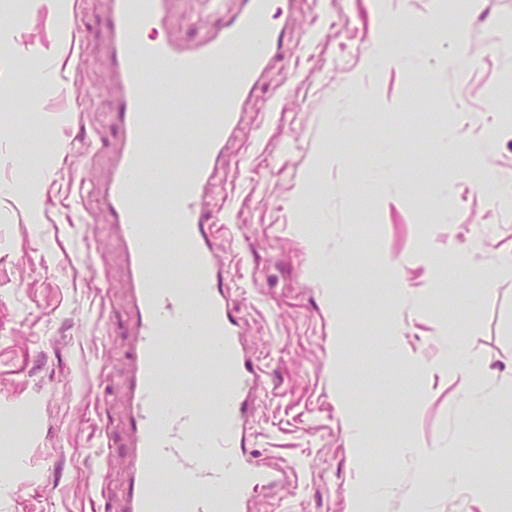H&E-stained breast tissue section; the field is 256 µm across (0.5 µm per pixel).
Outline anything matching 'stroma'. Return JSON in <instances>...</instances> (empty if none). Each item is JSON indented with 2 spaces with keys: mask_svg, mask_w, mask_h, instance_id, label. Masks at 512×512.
I'll use <instances>...</instances> for the list:
<instances>
[{
  "mask_svg": "<svg viewBox=\"0 0 512 512\" xmlns=\"http://www.w3.org/2000/svg\"><path fill=\"white\" fill-rule=\"evenodd\" d=\"M110 0H74L73 38L28 0L16 20L0 0V512H121L117 451H98L88 400L122 416L126 364L122 247L109 214L73 204L110 167L114 139L100 110L109 79ZM452 0H294L301 35L268 73L217 178L225 213L217 256L243 286L244 334L271 386L257 398L256 453L292 470L280 496L257 489L253 512H352L370 487L385 512H512V480L496 462L512 436V0L465 12L466 44L442 15ZM428 20V54L373 55L399 39L395 20ZM315 43H308L307 33ZM57 67L28 88L20 47ZM88 49L87 67L77 54ZM464 51L465 71L447 58ZM428 78L414 100L411 78ZM453 140L457 153L443 151ZM493 170L509 194L491 199L473 173ZM397 323L401 349L385 334ZM467 340L481 375L468 389L438 366L448 336ZM434 364L430 373L417 366ZM485 400L484 412L461 407ZM38 429L18 420L32 403ZM473 452L440 469L460 436ZM416 441L428 455H401ZM396 450L374 473L370 460ZM112 494H96L102 484Z\"/></svg>",
  "mask_w": 512,
  "mask_h": 512,
  "instance_id": "obj_1",
  "label": "stroma"
}]
</instances>
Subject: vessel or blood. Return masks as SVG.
<instances>
[{"label":"vessel or blood","instance_id":"1","mask_svg":"<svg viewBox=\"0 0 512 512\" xmlns=\"http://www.w3.org/2000/svg\"><path fill=\"white\" fill-rule=\"evenodd\" d=\"M173 0H112L108 116L119 143L92 204L108 211L124 254V412L94 398L106 442L125 461L122 512H252L257 488L287 466L255 452L256 398L267 376L243 335L239 295L216 257L211 187L230 175L254 91L297 38L290 5L236 0L223 20L183 39L166 29Z\"/></svg>","mask_w":512,"mask_h":512}]
</instances>
